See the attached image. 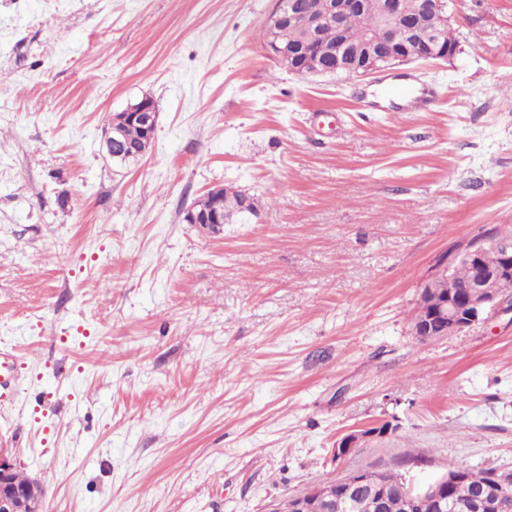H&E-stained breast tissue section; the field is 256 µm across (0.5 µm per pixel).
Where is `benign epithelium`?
Segmentation results:
<instances>
[{"instance_id": "benign-epithelium-1", "label": "benign epithelium", "mask_w": 512, "mask_h": 512, "mask_svg": "<svg viewBox=\"0 0 512 512\" xmlns=\"http://www.w3.org/2000/svg\"><path fill=\"white\" fill-rule=\"evenodd\" d=\"M369 0H318L311 6L296 4L294 0H276L275 8L266 21L269 29L288 20L304 28L309 44H314L317 30L321 26L341 27L345 14ZM449 0H418L422 13H438L445 22ZM379 26L371 33L364 46L347 48L338 46L335 51L336 66L332 72L346 76L367 77L383 68L415 61H446L458 51V47L442 45L432 35L417 26L403 14L398 0H376ZM402 28L420 45L417 57L407 56L395 44L390 33ZM323 50L309 49L307 58L300 67H290L297 74L326 72L320 65ZM126 116L140 120L155 136L158 112L154 101L144 98L131 105ZM497 252L500 264L494 269H485L479 259L487 250ZM465 261L474 268L475 276L468 285L466 294H461L451 277V263ZM448 281V288L437 287L438 282ZM420 318L414 324L415 334L427 337L459 336L470 328L502 315L512 316V236L484 235L470 240L461 250L455 251L445 260L436 275L425 282L420 294L418 307ZM368 435L353 432L344 436L334 448V456L340 460L361 447ZM15 462L7 455L0 454V512H42V489L37 482L20 488L13 484L11 474ZM456 476L438 478L416 490L400 475L390 470H357L344 474L326 484L314 485L293 496L296 512H311L310 500L317 498V512H350L356 499V492L369 488L376 492L395 486L402 490L414 506L423 512H483L486 500H494L495 512H512V471L498 477L496 483L488 485L474 495L464 506H457L448 496V487Z\"/></svg>"}]
</instances>
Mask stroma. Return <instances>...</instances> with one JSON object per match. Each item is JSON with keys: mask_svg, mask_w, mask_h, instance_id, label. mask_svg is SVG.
Wrapping results in <instances>:
<instances>
[{"mask_svg": "<svg viewBox=\"0 0 512 512\" xmlns=\"http://www.w3.org/2000/svg\"><path fill=\"white\" fill-rule=\"evenodd\" d=\"M275 3L0 0V449L44 512L512 471V319L413 323L443 255L512 230V0H452L453 58L367 78L270 58ZM145 97L153 147L117 165L109 120ZM215 186L256 215L186 223ZM14 358L15 355L12 352L0 351V389L5 391L13 390L19 379Z\"/></svg>", "mask_w": 512, "mask_h": 512, "instance_id": "1", "label": "stroma"}]
</instances>
